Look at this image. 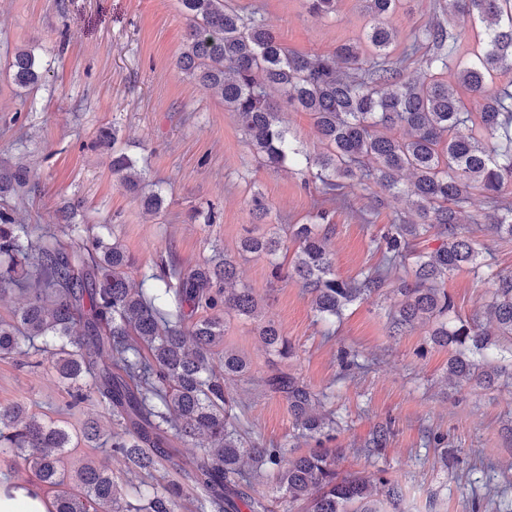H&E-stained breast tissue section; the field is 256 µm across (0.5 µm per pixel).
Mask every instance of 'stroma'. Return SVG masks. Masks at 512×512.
<instances>
[{"instance_id":"1","label":"stroma","mask_w":512,"mask_h":512,"mask_svg":"<svg viewBox=\"0 0 512 512\" xmlns=\"http://www.w3.org/2000/svg\"><path fill=\"white\" fill-rule=\"evenodd\" d=\"M448 0H409L392 18L401 38L441 15ZM258 12L289 50L326 54L358 42L369 25L360 0H337L334 13L314 17L303 0H234ZM179 0H0V155L39 177L31 193L12 198L15 216L33 237L61 235L60 211L72 223L105 224L136 258L128 277L141 284L157 258L183 267L201 263L210 242L235 255L239 281L264 304L292 345L281 358L261 342L254 320L226 312L225 348L244 356L248 373L230 382L239 425L263 445L287 443L289 455L315 448L293 425L286 401L265 387L272 372L298 376L322 411H335L325 448L343 475L399 481L407 512H512V380L459 388L448 378V351L430 341V325L389 333L393 297L350 306L339 319H318L310 294L295 279L274 280L266 257L240 254L245 232L286 233L309 223L319 193L304 166L273 167L251 153L234 113L221 97L176 66L186 37ZM31 46L51 69L34 90L17 93L8 73L15 47ZM145 167L165 203L147 214L112 173L109 155L94 147L102 128ZM270 213L251 214L253 193ZM375 189L356 190L346 207L331 206L328 248L338 276L357 277L382 263L377 238L394 217L412 219L408 201L374 202ZM476 208H466L463 233L478 243L482 275L461 270L445 286L467 318L483 308L489 275L512 272V238L488 235ZM25 403L43 420L80 428L67 384L49 364L0 358V406ZM389 426L381 450L366 441Z\"/></svg>"}]
</instances>
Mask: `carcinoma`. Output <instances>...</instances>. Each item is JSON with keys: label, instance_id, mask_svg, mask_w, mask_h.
<instances>
[{"label": "carcinoma", "instance_id": "cac0c4a2", "mask_svg": "<svg viewBox=\"0 0 512 512\" xmlns=\"http://www.w3.org/2000/svg\"><path fill=\"white\" fill-rule=\"evenodd\" d=\"M304 2L312 15L336 11V0ZM362 2L372 20L364 35L369 55L355 42L305 56L290 52L262 18L238 11L231 0H181L187 32L176 65L220 93L262 162L305 161L324 201L344 205L352 189L376 187L412 202L417 219L399 217L380 236L383 264L352 280L336 275L326 249V208L318 207L316 224L291 225L298 248L287 276L311 294L317 315L338 317L389 288L393 329L433 325L431 340L448 348V376L459 386L491 387L502 367L487 360L486 351L512 343V272L493 277L483 309L496 323L494 337L477 316L450 324L455 305L442 283L456 270L477 274L484 266L481 252L460 231L474 195L491 211L489 230L512 237V203L505 201L512 192V90L493 93L488 87L495 72L512 70V0H449L448 11L490 22L481 53L463 65L456 61L461 35L438 17L392 57L398 33L391 18L404 0ZM423 47L421 76L405 79V63ZM453 66L466 98L439 79ZM46 71L32 48L16 49L9 63L13 83L25 91ZM278 93L289 108L312 114L322 152L304 154L289 140L274 102ZM115 143L113 129L96 139V147L112 155L122 186L141 197L146 211L158 212L161 193L148 189L144 170ZM35 182L29 167L0 158V198L26 193ZM65 236V242L35 241L12 211L0 207V295L37 276L34 295L16 319L0 322V357L26 349L44 355L77 402L98 408L75 435L19 403L0 408V452L34 473L38 488L52 493L54 512H180L179 482H156L128 494L102 466L88 463L67 473L65 455L77 441L106 446L128 471L149 474L163 460L174 463L172 440L195 445L203 437L207 448L185 471L196 491V512H270L267 493L245 469L251 461L276 470L279 501L287 508L387 512L388 503L403 512L398 481L382 478L378 490L359 475L340 477L336 456L326 448L288 459L285 443L266 447L243 440L228 383L243 376L248 363L229 350L215 357L224 341V312L260 321L258 335L279 356L292 354V347L279 327L261 321L253 290L237 287L234 259L216 253L191 269L162 259L151 287H134L127 270L135 259L118 241L85 235L79 224L67 225ZM283 249L276 232L241 241L242 251L268 257L276 278ZM265 385L287 402L296 429L316 439L334 430V418L314 412V395L296 375L273 373Z\"/></svg>", "mask_w": 512, "mask_h": 512}]
</instances>
